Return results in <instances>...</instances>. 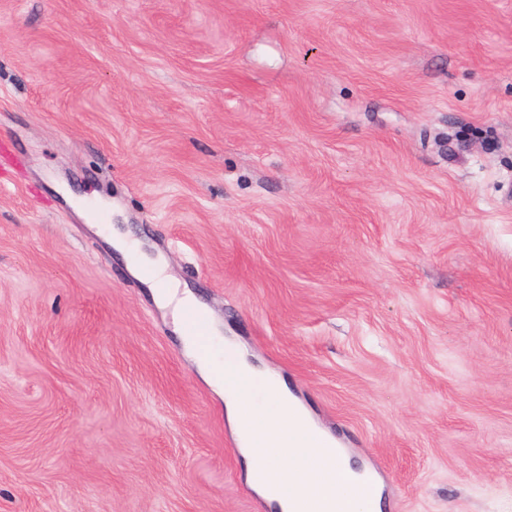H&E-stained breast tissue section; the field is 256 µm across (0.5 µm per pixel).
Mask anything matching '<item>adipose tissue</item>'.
<instances>
[{"label":"adipose tissue","mask_w":512,"mask_h":512,"mask_svg":"<svg viewBox=\"0 0 512 512\" xmlns=\"http://www.w3.org/2000/svg\"><path fill=\"white\" fill-rule=\"evenodd\" d=\"M103 233L129 267L148 271L154 297L171 307L185 350L224 401L249 484L281 512H380L368 475L337 450L335 440L294 400L287 384L253 363L232 338L219 337L220 356L202 355L185 320L193 311L207 314L206 305L180 290L164 265L144 253L138 239L112 226Z\"/></svg>","instance_id":"adipose-tissue-1"}]
</instances>
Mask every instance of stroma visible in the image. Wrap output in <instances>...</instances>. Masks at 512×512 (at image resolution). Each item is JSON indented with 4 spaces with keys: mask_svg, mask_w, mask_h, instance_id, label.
I'll use <instances>...</instances> for the list:
<instances>
[{
    "mask_svg": "<svg viewBox=\"0 0 512 512\" xmlns=\"http://www.w3.org/2000/svg\"><path fill=\"white\" fill-rule=\"evenodd\" d=\"M65 183L382 512H512V0H0V512H273Z\"/></svg>",
    "mask_w": 512,
    "mask_h": 512,
    "instance_id": "obj_1",
    "label": "stroma"
}]
</instances>
